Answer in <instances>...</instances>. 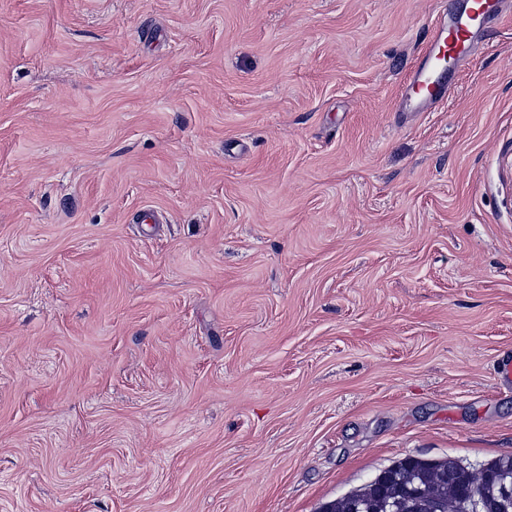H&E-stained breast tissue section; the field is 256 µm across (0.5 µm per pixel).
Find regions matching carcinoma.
Returning <instances> with one entry per match:
<instances>
[{
  "label": "carcinoma",
  "instance_id": "1",
  "mask_svg": "<svg viewBox=\"0 0 512 512\" xmlns=\"http://www.w3.org/2000/svg\"><path fill=\"white\" fill-rule=\"evenodd\" d=\"M485 479L473 484V493L463 494L461 483L471 478L473 468L448 457L439 460L403 458L391 466L389 487L382 491L370 481L351 493L321 507L323 512H475L472 494H477L482 512H512V496L503 487L512 485V455L500 456L482 466Z\"/></svg>",
  "mask_w": 512,
  "mask_h": 512
}]
</instances>
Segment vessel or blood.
<instances>
[{
    "label": "vessel or blood",
    "mask_w": 512,
    "mask_h": 512,
    "mask_svg": "<svg viewBox=\"0 0 512 512\" xmlns=\"http://www.w3.org/2000/svg\"><path fill=\"white\" fill-rule=\"evenodd\" d=\"M505 3L506 0H460L453 14L438 19L404 81L397 110L429 112L446 100L478 35L501 17Z\"/></svg>",
    "instance_id": "1"
}]
</instances>
